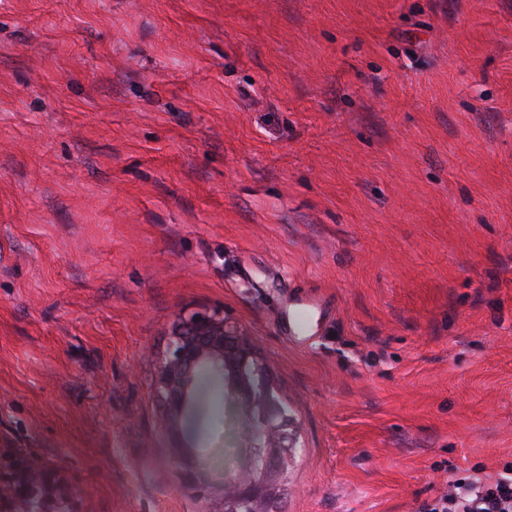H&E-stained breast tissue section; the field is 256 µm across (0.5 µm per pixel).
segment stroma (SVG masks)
I'll return each instance as SVG.
<instances>
[{"mask_svg":"<svg viewBox=\"0 0 512 512\" xmlns=\"http://www.w3.org/2000/svg\"><path fill=\"white\" fill-rule=\"evenodd\" d=\"M215 308L299 422L282 512L512 465V0H0V456L215 512L231 400L150 392Z\"/></svg>","mask_w":512,"mask_h":512,"instance_id":"stroma-1","label":"stroma"}]
</instances>
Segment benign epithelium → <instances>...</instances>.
I'll use <instances>...</instances> for the list:
<instances>
[{
    "instance_id": "benign-epithelium-1",
    "label": "benign epithelium",
    "mask_w": 512,
    "mask_h": 512,
    "mask_svg": "<svg viewBox=\"0 0 512 512\" xmlns=\"http://www.w3.org/2000/svg\"><path fill=\"white\" fill-rule=\"evenodd\" d=\"M203 372L220 380L245 430L237 466L223 474V507L218 512H273L295 447L288 399L258 360L245 328L219 311L196 312L173 324L156 365L152 396L168 429L192 413Z\"/></svg>"
}]
</instances>
